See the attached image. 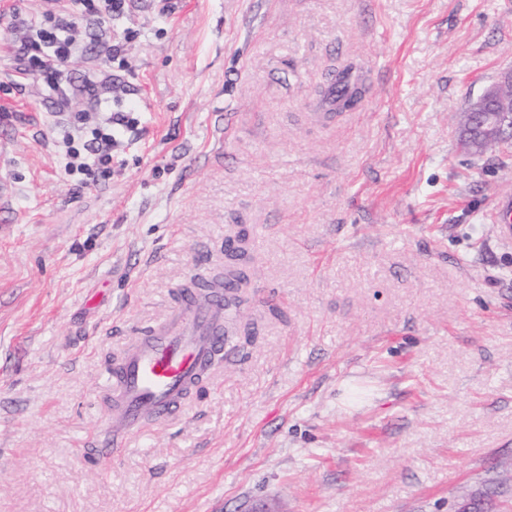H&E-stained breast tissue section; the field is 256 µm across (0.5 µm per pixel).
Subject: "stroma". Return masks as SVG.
<instances>
[{
	"mask_svg": "<svg viewBox=\"0 0 512 512\" xmlns=\"http://www.w3.org/2000/svg\"><path fill=\"white\" fill-rule=\"evenodd\" d=\"M0 0V512H454L512 502V146L453 115L512 67V0H129L67 71L135 105L81 188ZM124 41L110 69L106 45ZM352 68V109L322 99ZM248 232L230 343L98 450L106 369Z\"/></svg>",
	"mask_w": 512,
	"mask_h": 512,
	"instance_id": "1",
	"label": "stroma"
}]
</instances>
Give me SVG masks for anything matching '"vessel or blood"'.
<instances>
[{
    "instance_id": "obj_1",
    "label": "vessel or blood",
    "mask_w": 512,
    "mask_h": 512,
    "mask_svg": "<svg viewBox=\"0 0 512 512\" xmlns=\"http://www.w3.org/2000/svg\"><path fill=\"white\" fill-rule=\"evenodd\" d=\"M225 290L186 288L165 322L145 328L112 370L110 421L119 423L102 450L111 459L144 420L166 421L180 411L199 374L224 350Z\"/></svg>"
}]
</instances>
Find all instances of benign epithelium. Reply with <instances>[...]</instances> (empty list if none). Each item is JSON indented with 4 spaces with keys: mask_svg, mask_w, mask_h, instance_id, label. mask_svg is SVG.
<instances>
[{
    "mask_svg": "<svg viewBox=\"0 0 512 512\" xmlns=\"http://www.w3.org/2000/svg\"><path fill=\"white\" fill-rule=\"evenodd\" d=\"M466 149L480 154L512 142V69L480 96L470 100L460 129Z\"/></svg>",
    "mask_w": 512,
    "mask_h": 512,
    "instance_id": "1",
    "label": "benign epithelium"
}]
</instances>
